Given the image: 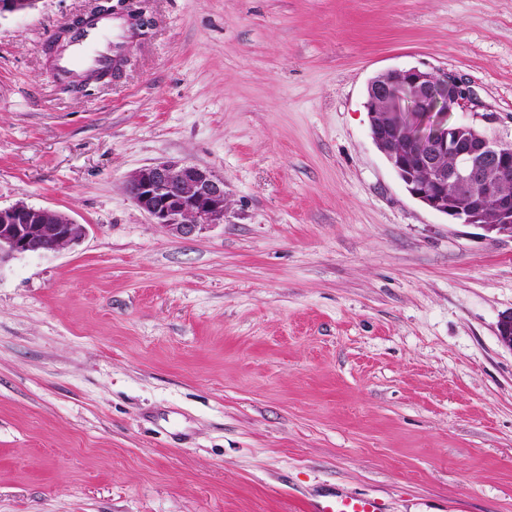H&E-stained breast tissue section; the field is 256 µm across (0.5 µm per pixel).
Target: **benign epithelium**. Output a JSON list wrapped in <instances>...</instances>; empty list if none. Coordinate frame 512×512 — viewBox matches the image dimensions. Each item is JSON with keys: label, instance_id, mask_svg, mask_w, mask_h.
<instances>
[{"label": "benign epithelium", "instance_id": "obj_1", "mask_svg": "<svg viewBox=\"0 0 512 512\" xmlns=\"http://www.w3.org/2000/svg\"><path fill=\"white\" fill-rule=\"evenodd\" d=\"M32 5V0H0V16L25 13ZM466 99V89L446 73L385 70L367 86L370 135L414 199L458 224L512 237V194L497 192L512 183V145L451 119ZM446 157L453 162L442 164ZM476 185L494 200L492 221L486 220L483 200L470 196ZM124 191L152 223L175 236L224 223V180L197 164L167 160L143 166L127 176ZM86 233L85 225L56 209L24 202L0 207V264L58 251ZM497 336L512 351V311L500 316Z\"/></svg>", "mask_w": 512, "mask_h": 512}]
</instances>
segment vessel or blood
Segmentation results:
<instances>
[{
	"label": "vessel or blood",
	"mask_w": 512,
	"mask_h": 512,
	"mask_svg": "<svg viewBox=\"0 0 512 512\" xmlns=\"http://www.w3.org/2000/svg\"><path fill=\"white\" fill-rule=\"evenodd\" d=\"M125 49L121 22L111 16H98L75 30L67 45L56 55L58 81L80 83L90 73L118 64ZM312 512H382L373 499L327 498L316 502Z\"/></svg>",
	"instance_id": "vessel-or-blood-1"
}]
</instances>
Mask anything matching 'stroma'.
Listing matches in <instances>:
<instances>
[{
	"mask_svg": "<svg viewBox=\"0 0 512 512\" xmlns=\"http://www.w3.org/2000/svg\"><path fill=\"white\" fill-rule=\"evenodd\" d=\"M141 5L78 92L48 43L95 0L0 18V206L87 228L0 264V512H512V237L412 198L365 108L444 71L512 143V0ZM164 159L223 178V223L130 201ZM311 512H382L375 499L347 498L336 500L327 498L316 502Z\"/></svg>",
	"mask_w": 512,
	"mask_h": 512,
	"instance_id": "obj_1",
	"label": "stroma"
}]
</instances>
